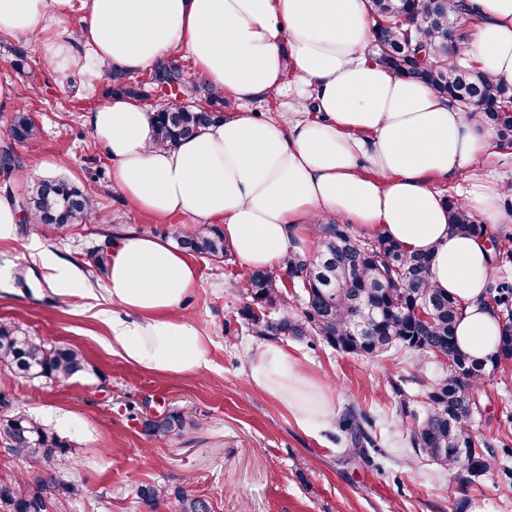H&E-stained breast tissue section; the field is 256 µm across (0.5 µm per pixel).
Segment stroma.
Masks as SVG:
<instances>
[{
	"label": "stroma",
	"mask_w": 512,
	"mask_h": 512,
	"mask_svg": "<svg viewBox=\"0 0 512 512\" xmlns=\"http://www.w3.org/2000/svg\"><path fill=\"white\" fill-rule=\"evenodd\" d=\"M41 40L0 39V84L21 86L22 97H0V147L18 110L40 129L36 146L14 145L19 166L9 183L30 184L29 169L52 161L44 178H67L96 197L91 223L52 235L29 223L18 239L0 244V321L18 325L45 345L79 351L84 371L66 380H28L0 367V417L23 413L57 431L72 447L73 467L44 491L47 512H144L141 483L178 487L210 501L212 512H470L473 502L490 512H512V367L495 371L481 387L482 411L473 436L494 451L491 470L462 487L453 472L415 455L399 416L391 384L416 375L441 378L435 358L391 352L356 358L317 338L281 339L302 371L325 387L331 415L321 427L299 424L273 396L252 385L248 356L258 346L246 329L225 335L224 321L242 306L237 282L246 267L234 256L212 260L195 254L194 288L180 309L208 340L199 370L165 375L128 365L108 344L112 304L100 296L105 274L90 251L127 232L172 241L183 216L160 218L134 209L112 188V163L90 134L87 116L106 102L108 74L81 66L42 65ZM477 169L492 178L501 206L512 204V148H495ZM76 269L93 296L69 301L52 292L43 256ZM357 406L374 425L379 448L366 462H349V435L338 421ZM172 408L190 423L164 439L148 437L143 418Z\"/></svg>",
	"instance_id": "35a3bbf8"
}]
</instances>
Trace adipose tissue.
I'll return each mask as SVG.
<instances>
[{
    "mask_svg": "<svg viewBox=\"0 0 512 512\" xmlns=\"http://www.w3.org/2000/svg\"><path fill=\"white\" fill-rule=\"evenodd\" d=\"M72 0H0V33L43 38L44 60L135 73L187 53L199 78L243 109L169 148L157 143L153 114L123 97L91 111L88 125L112 163V186L137 210L221 225L250 269L282 266L302 224L333 220L382 233L409 253L430 255L429 281L458 301L457 341L491 355L499 320L487 302L493 278L486 238L452 232L433 179L452 181L490 156L493 133L427 85L372 60L369 0H83L85 54L51 37ZM466 54L493 83L512 85V0H468ZM309 95L314 113L286 110L259 120L246 104ZM461 204L503 221L499 192L474 178ZM196 271L183 253L127 234L109 250L103 292L114 306L109 343L127 364L180 375L206 363L207 341L179 315ZM252 384L302 424L328 417L322 385L287 349L260 345Z\"/></svg>",
    "mask_w": 512,
    "mask_h": 512,
    "instance_id": "adipose-tissue-1",
    "label": "adipose tissue"
}]
</instances>
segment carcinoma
I'll use <instances>...</instances> for the list:
<instances>
[{
  "instance_id": "obj_1",
  "label": "carcinoma",
  "mask_w": 512,
  "mask_h": 512,
  "mask_svg": "<svg viewBox=\"0 0 512 512\" xmlns=\"http://www.w3.org/2000/svg\"><path fill=\"white\" fill-rule=\"evenodd\" d=\"M465 0H371L374 19L373 57L400 76L419 79L440 96L464 110L478 111L493 127L499 144L512 147V87L493 85L475 70L448 71L442 67L448 47V20L465 11ZM178 84L161 91L153 120L156 140L170 148L202 127L224 120V91L206 83L187 85L185 71L168 60L158 62L144 79L112 72L111 95L149 99L158 80ZM201 94L202 105L184 98ZM19 144H34L39 129L20 112L8 127ZM449 227L455 233L485 235L483 224L456 198H446ZM23 206L46 232L85 224L96 213V199L65 178L42 179L28 186ZM312 245L289 253L284 266L254 269L238 288L244 304L238 318L253 336L264 340L315 337L336 351L377 358L393 350L420 357L442 355L449 360L446 374L421 394L424 414L404 413L407 436L415 454L426 456L457 473L470 486L489 471L492 456L472 436L479 413V390L490 373L512 364V281L493 287V304L501 314L497 350L478 359L461 350L455 327L458 302L428 281L430 256L410 254L398 241L376 234L361 237L348 224H318ZM177 245L193 254L222 258L230 252L224 232L203 224L191 234H175ZM423 309L428 319L419 318ZM27 378L69 379L85 369L82 355L67 346L46 347L12 323L0 322V366ZM187 416L171 409L145 424L152 437L164 438L185 428ZM365 413L349 407L340 422L362 447H376ZM0 443L7 450L35 460L52 480L71 466L70 444L36 420L16 414L0 419ZM136 495L153 509L173 497L178 512H211L208 500L159 484H140ZM0 512H46L41 491L18 483L0 485Z\"/></svg>"
}]
</instances>
